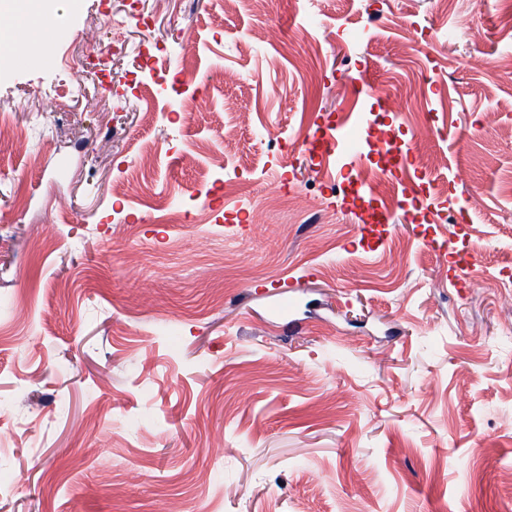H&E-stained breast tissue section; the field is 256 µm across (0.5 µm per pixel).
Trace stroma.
Listing matches in <instances>:
<instances>
[{"instance_id": "stroma-1", "label": "stroma", "mask_w": 512, "mask_h": 512, "mask_svg": "<svg viewBox=\"0 0 512 512\" xmlns=\"http://www.w3.org/2000/svg\"><path fill=\"white\" fill-rule=\"evenodd\" d=\"M52 6L66 41L23 31L26 66H0L18 132L0 139V298L21 300L0 341V512H512L498 0H315V56L297 0ZM475 10L481 34L463 40ZM116 40L128 52L102 56ZM154 48L191 123L141 118L169 91ZM63 85L55 120L31 119ZM239 111L225 142L211 116ZM425 118L438 135H416ZM354 124L356 167L380 180L402 157L399 180L431 203L419 222L397 211L380 242L338 204L345 175L320 147ZM276 138L302 146L284 156ZM216 158L233 190L200 182ZM196 185L198 223H165L161 202Z\"/></svg>"}]
</instances>
